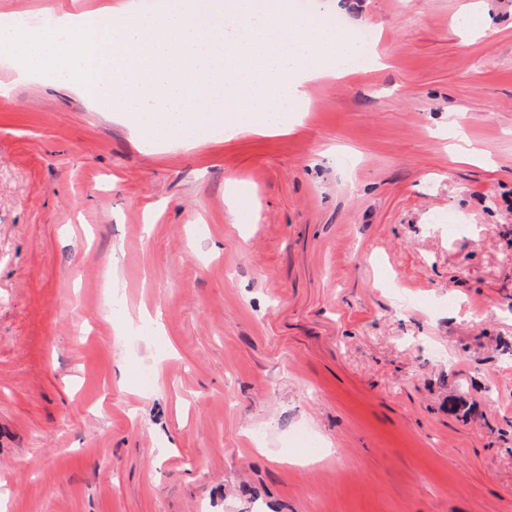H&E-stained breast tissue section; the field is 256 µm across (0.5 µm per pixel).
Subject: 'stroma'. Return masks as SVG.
Wrapping results in <instances>:
<instances>
[{
    "label": "stroma",
    "mask_w": 512,
    "mask_h": 512,
    "mask_svg": "<svg viewBox=\"0 0 512 512\" xmlns=\"http://www.w3.org/2000/svg\"><path fill=\"white\" fill-rule=\"evenodd\" d=\"M315 4L387 65L285 133L169 148L0 65V512H512V0Z\"/></svg>",
    "instance_id": "stroma-1"
}]
</instances>
